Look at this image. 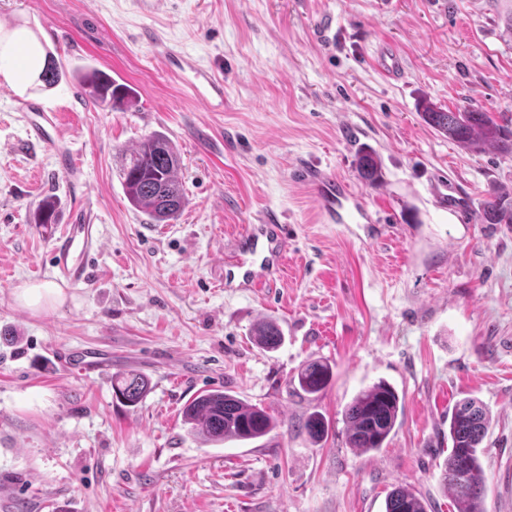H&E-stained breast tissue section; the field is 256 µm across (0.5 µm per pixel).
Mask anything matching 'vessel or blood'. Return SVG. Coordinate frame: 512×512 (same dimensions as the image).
<instances>
[{
  "instance_id": "1",
  "label": "vessel or blood",
  "mask_w": 512,
  "mask_h": 512,
  "mask_svg": "<svg viewBox=\"0 0 512 512\" xmlns=\"http://www.w3.org/2000/svg\"><path fill=\"white\" fill-rule=\"evenodd\" d=\"M19 110L35 140L50 143L59 139V122L54 111L32 101L21 103ZM299 178L311 189L323 223H375L376 217L365 201L334 172L305 165L299 170ZM285 243V227L281 224L267 225L261 235L248 232L241 235L239 250L243 258L235 265L241 283L256 287L255 267L269 269L278 266ZM101 248L97 226L90 217L68 222L53 237L52 275L72 288L85 283L89 276V261Z\"/></svg>"
}]
</instances>
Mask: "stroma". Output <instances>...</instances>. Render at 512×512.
<instances>
[{"mask_svg":"<svg viewBox=\"0 0 512 512\" xmlns=\"http://www.w3.org/2000/svg\"><path fill=\"white\" fill-rule=\"evenodd\" d=\"M490 0H0V34H27L63 65L47 87L0 78V512H384L403 485L428 512H455L440 481L457 400L479 398L486 512H512V224L483 204L512 195V157L472 153L428 127L422 103L480 109L512 129V39ZM397 48L390 79L377 55ZM192 70H182V61ZM97 67L131 86L128 105L93 104L79 84ZM223 102L189 89L195 70ZM34 100L60 115L61 140L26 135ZM164 135L187 204L157 224L127 200L121 151ZM382 171L369 184L358 152ZM70 155L82 178L56 162ZM331 169L382 218L320 223L296 168ZM458 196L457 209L443 198ZM55 221L38 224L43 199ZM91 215L102 250L86 285L33 310L19 293L50 282L60 225ZM288 227L275 278L229 286L237 237ZM263 319L285 337L252 339ZM57 347L111 359L109 374L69 373ZM311 360L320 396L295 377ZM146 376L137 405L112 378ZM387 381L402 400L383 447L350 448L344 409ZM221 389L279 425L207 444L183 422L187 401ZM321 414L313 441L298 423ZM252 338L255 344L268 350L277 349L283 342L282 332L272 320L258 323L252 331ZM332 377L331 366L323 361L308 362L297 373L300 389L311 395H319L326 390Z\"/></svg>","mask_w":512,"mask_h":512,"instance_id":"stroma-1","label":"stroma"}]
</instances>
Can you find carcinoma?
Segmentation results:
<instances>
[{
  "label": "carcinoma",
  "instance_id": "1",
  "mask_svg": "<svg viewBox=\"0 0 512 512\" xmlns=\"http://www.w3.org/2000/svg\"><path fill=\"white\" fill-rule=\"evenodd\" d=\"M59 78V65L49 54L38 80L51 87ZM82 84L94 104L100 107L112 109L131 97L130 89L115 84L110 75L96 68L85 73ZM421 117L428 126L471 151L495 148L512 157V131L498 124L488 112L477 109L454 112L426 104ZM178 167V154L161 134L150 135L135 148L122 152L121 174L127 199L157 224L175 219L186 204L177 177ZM358 167L366 181L373 183L380 178L379 164L372 153H362ZM485 216L490 224H511L512 202L499 196L490 197L485 201ZM252 338L255 344L268 350L277 349L283 342L282 332L272 320L258 323ZM331 377V366L314 360L297 373V382L303 392L319 395L326 390ZM148 388L147 379L134 371L112 381L116 399L128 406L138 404ZM399 411V395L388 383L380 381L360 391L344 412L349 446L363 453L382 448L396 426ZM183 419L193 435L215 444L261 438L275 428L273 417L264 409L220 390L201 393L189 401L183 408ZM488 427L489 410L480 400L465 397L455 403L448 426L451 448L440 478L443 487L451 493L456 512H485L481 456ZM303 428L315 442L327 433V424L319 414L307 417ZM385 512H427V509L421 498L399 485L387 494Z\"/></svg>",
  "mask_w": 512,
  "mask_h": 512
}]
</instances>
